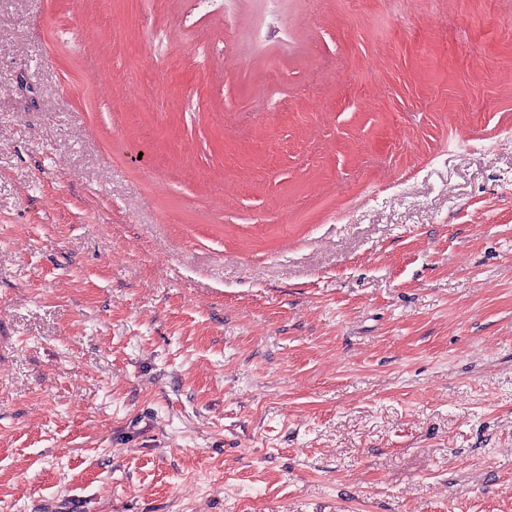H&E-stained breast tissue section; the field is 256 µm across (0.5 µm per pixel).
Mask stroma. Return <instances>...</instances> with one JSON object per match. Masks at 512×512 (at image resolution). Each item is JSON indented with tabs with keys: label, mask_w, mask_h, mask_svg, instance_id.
Wrapping results in <instances>:
<instances>
[{
	"label": "stroma",
	"mask_w": 512,
	"mask_h": 512,
	"mask_svg": "<svg viewBox=\"0 0 512 512\" xmlns=\"http://www.w3.org/2000/svg\"><path fill=\"white\" fill-rule=\"evenodd\" d=\"M0 512H512V0H0Z\"/></svg>",
	"instance_id": "stroma-1"
}]
</instances>
